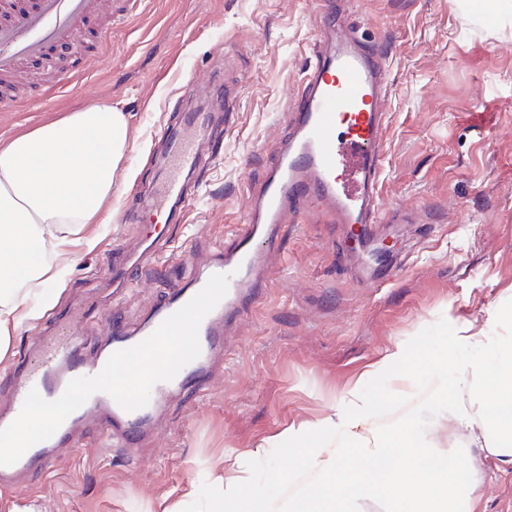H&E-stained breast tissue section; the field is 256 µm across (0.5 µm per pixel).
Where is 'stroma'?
<instances>
[{
	"label": "stroma",
	"instance_id": "stroma-1",
	"mask_svg": "<svg viewBox=\"0 0 512 512\" xmlns=\"http://www.w3.org/2000/svg\"><path fill=\"white\" fill-rule=\"evenodd\" d=\"M333 2L389 56L382 204L428 210L433 222L380 225L376 240L397 258L381 286L349 256L344 226L306 202L300 219L282 225L285 262L273 264L264 302L230 325L224 370L206 394L172 395L153 437L131 450L101 449L98 430L82 428V463L18 482L9 512H210L215 478L241 464L256 471L254 491L289 496L301 456L270 437L333 415L356 379L399 344L420 355L406 419L422 418L446 345L465 357L472 338L506 334L496 313L512 307V9L493 0ZM110 15L97 14L89 50L10 78L16 104L0 111V146L109 104L127 120L122 167L132 175H117L100 223L68 245L75 260L57 302L12 337L0 376L60 315L95 312L85 349L96 353L112 311V263L142 237L166 263H144L139 287L122 291L129 324L182 283L185 261L204 266L212 244L241 225L247 187L270 166L315 60L313 0H140L123 23ZM62 70L74 75L64 92L55 84ZM216 72L227 94L181 99L184 79L205 87ZM196 109L224 122V143L188 181L181 223L123 221L162 177L167 134ZM192 486L198 499L183 502Z\"/></svg>",
	"mask_w": 512,
	"mask_h": 512
}]
</instances>
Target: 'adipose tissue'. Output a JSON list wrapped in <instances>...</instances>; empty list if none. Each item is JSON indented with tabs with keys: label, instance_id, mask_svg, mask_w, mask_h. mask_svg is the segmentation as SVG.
Segmentation results:
<instances>
[{
	"label": "adipose tissue",
	"instance_id": "ef3b65f1",
	"mask_svg": "<svg viewBox=\"0 0 512 512\" xmlns=\"http://www.w3.org/2000/svg\"><path fill=\"white\" fill-rule=\"evenodd\" d=\"M126 149V118L106 104L0 147V359L12 334L54 305L50 285L62 280L64 247L111 198ZM500 319L509 331L490 337L484 355L459 361L449 349L433 372L431 415L446 430V444L415 423L381 438L375 403L358 382L335 418L274 436L301 454L312 477L299 494L251 492L253 473L241 469L224 481L221 500L231 512H365L377 501L385 512H480L486 457L512 471V308ZM378 367L388 375L390 397L412 387L416 368L407 348L388 351ZM383 456L402 462L378 477L368 463Z\"/></svg>",
	"mask_w": 512,
	"mask_h": 512
}]
</instances>
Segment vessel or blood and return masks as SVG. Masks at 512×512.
<instances>
[{
    "label": "vessel or blood",
    "instance_id": "1",
    "mask_svg": "<svg viewBox=\"0 0 512 512\" xmlns=\"http://www.w3.org/2000/svg\"><path fill=\"white\" fill-rule=\"evenodd\" d=\"M105 0H35L10 6L0 21V77L45 56L52 49L78 41L86 21ZM386 61L363 37L358 26L326 20L316 60L305 75L289 108L288 135L264 180L249 189L250 206L231 242L213 255L202 273L192 275L156 309L144 325L131 327L120 310H113L108 329L111 351L130 348L147 339L171 314L185 305L215 274L229 275L225 297L202 321L201 352L176 377L157 383L152 392H204L222 366L227 350L225 333L243 311L259 303L268 288L267 270L279 253V231L289 212L303 201L320 202L333 223L349 228L351 238L370 237L376 224H409L413 217L401 209L379 215L383 145L389 112L385 89ZM214 137L208 112H187L181 126L166 141V173L147 198L148 211L166 213L177 222L185 204L186 175L202 164L201 143ZM84 327L74 319L61 321L53 336L18 359L11 373V414L0 415V428L20 413L30 390L46 400L59 398L68 382L97 374L105 356H87L81 343ZM103 407L108 425L100 433L104 446L130 448L147 438L151 411L123 410L111 396L97 393L74 411L49 439L35 444L15 464L0 466V489L21 474L47 475L59 464L60 447H74V425L96 407Z\"/></svg>",
    "mask_w": 512,
    "mask_h": 512
}]
</instances>
